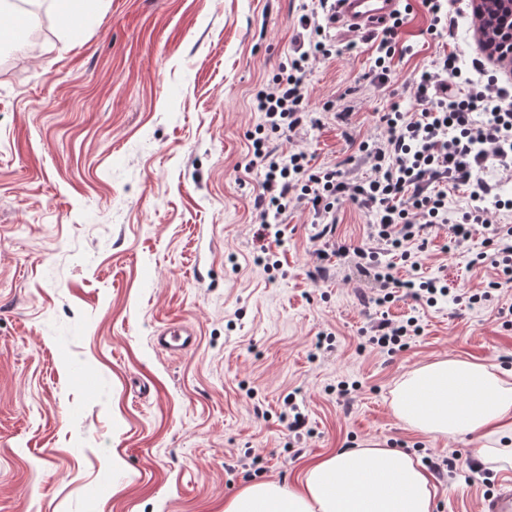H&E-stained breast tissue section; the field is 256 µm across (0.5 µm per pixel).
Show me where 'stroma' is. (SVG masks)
Here are the masks:
<instances>
[{"mask_svg": "<svg viewBox=\"0 0 512 512\" xmlns=\"http://www.w3.org/2000/svg\"><path fill=\"white\" fill-rule=\"evenodd\" d=\"M408 2L399 38L413 52L388 83L363 79L366 33L333 28V54L305 79L309 122L271 149L369 175L359 145L384 137L382 113L418 112L412 78L479 51L470 8L437 36ZM302 5L90 0L74 32L44 9L24 40L0 44V512H224L248 480L288 485L309 460L368 442L471 457V436L406 428L390 391L441 358L512 369V288L476 307L400 292L375 305L379 285L352 250L383 247L349 200L331 237L315 239L301 206L280 241L256 239L254 95L287 63ZM472 205L469 189L449 188V223L409 242L396 276L463 292L498 280L475 261L483 234L454 242L450 224ZM319 249L332 254L323 280ZM384 317L416 318L422 333L380 352L367 339ZM172 321L195 330L193 351L154 346ZM294 407L308 432L288 430ZM507 477H434V512H479Z\"/></svg>", "mask_w": 512, "mask_h": 512, "instance_id": "35a3bbf8", "label": "stroma"}]
</instances>
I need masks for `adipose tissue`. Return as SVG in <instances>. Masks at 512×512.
<instances>
[{
    "label": "adipose tissue",
    "instance_id": "obj_1",
    "mask_svg": "<svg viewBox=\"0 0 512 512\" xmlns=\"http://www.w3.org/2000/svg\"><path fill=\"white\" fill-rule=\"evenodd\" d=\"M391 409L409 429L433 438L468 434L493 469H512V371L445 358L401 375ZM436 489L419 459L372 442L309 463L284 486L248 482L224 512H433Z\"/></svg>",
    "mask_w": 512,
    "mask_h": 512
}]
</instances>
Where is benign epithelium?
Listing matches in <instances>:
<instances>
[{
  "instance_id": "benign-epithelium-1",
  "label": "benign epithelium",
  "mask_w": 512,
  "mask_h": 512,
  "mask_svg": "<svg viewBox=\"0 0 512 512\" xmlns=\"http://www.w3.org/2000/svg\"><path fill=\"white\" fill-rule=\"evenodd\" d=\"M476 33L499 64L512 65V0H472Z\"/></svg>"
}]
</instances>
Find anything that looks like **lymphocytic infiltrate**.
I'll return each instance as SVG.
<instances>
[{
  "instance_id": "1",
  "label": "lymphocytic infiltrate",
  "mask_w": 512,
  "mask_h": 512,
  "mask_svg": "<svg viewBox=\"0 0 512 512\" xmlns=\"http://www.w3.org/2000/svg\"><path fill=\"white\" fill-rule=\"evenodd\" d=\"M317 17V8L301 15L300 25L309 33L307 48H295L287 65L255 95L261 121L251 136L250 164L263 173L254 200L260 237L280 236L278 219L289 207L306 205L320 216L331 213L336 201L348 199L372 212V238L396 252L424 226L447 223V184L472 186L473 198L480 200L493 191L483 177L489 165L512 176V84L492 75L480 82L464 77L452 53L439 57L434 71L413 77L421 106L417 117L397 110L384 113L385 139L362 142V151L372 161L371 174L365 179L354 181L342 170L313 167L302 151L282 155L269 150V135L287 137L305 123L308 62L332 53ZM401 25V19H394L375 36L371 71L375 82L387 80L395 54L411 51L398 42ZM477 232L486 234L493 247L490 263L503 275L494 281V288L512 286V227L492 223L485 209L476 207L456 222L454 235L463 241ZM373 270L382 288L376 299L380 305L390 301L398 289L429 305L453 292L448 281L438 277L403 281L392 274L390 266L377 264ZM419 332L415 318L399 323L384 318L374 325L369 341L393 353Z\"/></svg>"
}]
</instances>
